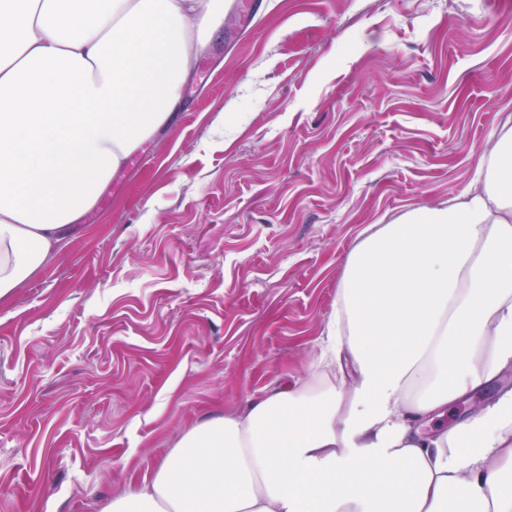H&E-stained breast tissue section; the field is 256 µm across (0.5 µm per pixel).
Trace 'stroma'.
Masks as SVG:
<instances>
[{
  "instance_id": "stroma-1",
  "label": "stroma",
  "mask_w": 512,
  "mask_h": 512,
  "mask_svg": "<svg viewBox=\"0 0 512 512\" xmlns=\"http://www.w3.org/2000/svg\"><path fill=\"white\" fill-rule=\"evenodd\" d=\"M171 125L0 303V512H101L308 378L371 224L512 114V0H232Z\"/></svg>"
}]
</instances>
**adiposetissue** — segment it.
I'll return each instance as SVG.
<instances>
[{
  "label": "adipose tissue",
  "mask_w": 512,
  "mask_h": 512,
  "mask_svg": "<svg viewBox=\"0 0 512 512\" xmlns=\"http://www.w3.org/2000/svg\"><path fill=\"white\" fill-rule=\"evenodd\" d=\"M224 0H0V302L169 123ZM317 371L183 433L102 512H512V117L445 203L365 228ZM486 389H493V387L490 386H481L477 388L476 390L470 392L467 394L464 398H461L454 406V409L451 414L446 416L445 423L448 426V428L455 425L458 421L470 417L473 414L477 413L481 409L485 408L487 405L491 404L494 399L492 395L489 396L488 400H482L480 402H474L475 396L479 393H488V390ZM493 399V400H492Z\"/></svg>",
  "instance_id": "1"
}]
</instances>
